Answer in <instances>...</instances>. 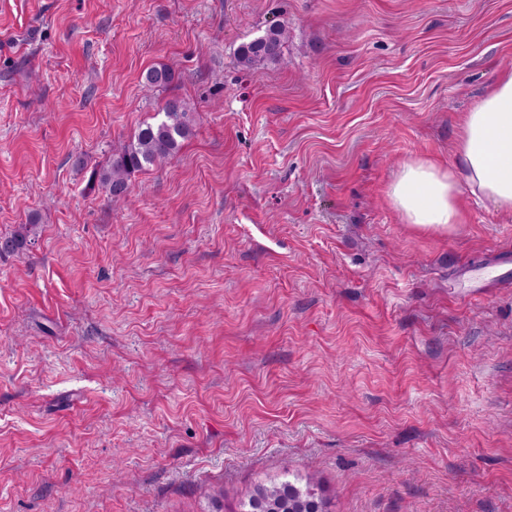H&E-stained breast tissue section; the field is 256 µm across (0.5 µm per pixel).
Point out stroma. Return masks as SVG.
<instances>
[{"label": "stroma", "instance_id": "35a3bbf8", "mask_svg": "<svg viewBox=\"0 0 512 512\" xmlns=\"http://www.w3.org/2000/svg\"><path fill=\"white\" fill-rule=\"evenodd\" d=\"M509 68L512 0H0V237L38 222L0 257V512H238L289 472L512 512V219L386 199ZM173 98L193 136L110 196ZM287 42L288 26L273 23L265 29L263 35L238 47L237 63L243 69L253 72L268 65H276L283 57V48ZM36 219H30L29 224H21L18 230L9 236L0 237V255L26 250L32 244L35 234Z\"/></svg>", "mask_w": 512, "mask_h": 512}]
</instances>
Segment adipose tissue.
Segmentation results:
<instances>
[{
    "label": "adipose tissue",
    "mask_w": 512,
    "mask_h": 512,
    "mask_svg": "<svg viewBox=\"0 0 512 512\" xmlns=\"http://www.w3.org/2000/svg\"><path fill=\"white\" fill-rule=\"evenodd\" d=\"M469 196L512 216V70L498 73L488 93L465 112L451 163L408 159L387 189L403 223L431 231L463 223L462 203Z\"/></svg>",
    "instance_id": "ef3b65f1"
}]
</instances>
